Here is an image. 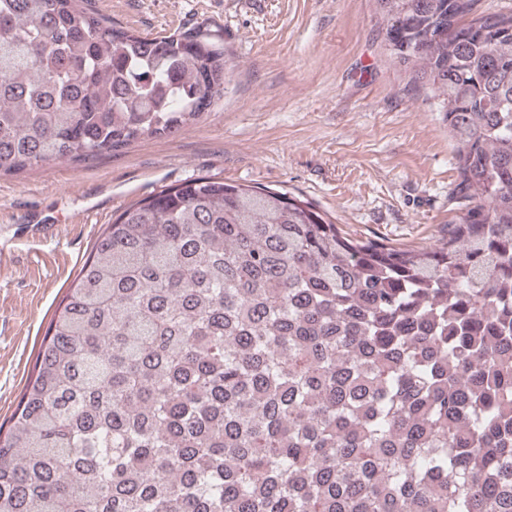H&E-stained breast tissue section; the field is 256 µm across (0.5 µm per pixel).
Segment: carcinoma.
<instances>
[{
  "label": "carcinoma",
  "instance_id": "obj_1",
  "mask_svg": "<svg viewBox=\"0 0 512 512\" xmlns=\"http://www.w3.org/2000/svg\"><path fill=\"white\" fill-rule=\"evenodd\" d=\"M376 2L455 142L448 233L352 239L216 177L133 202L0 434V512H512V12ZM224 79L202 35L0 0V176L172 137Z\"/></svg>",
  "mask_w": 512,
  "mask_h": 512
}]
</instances>
